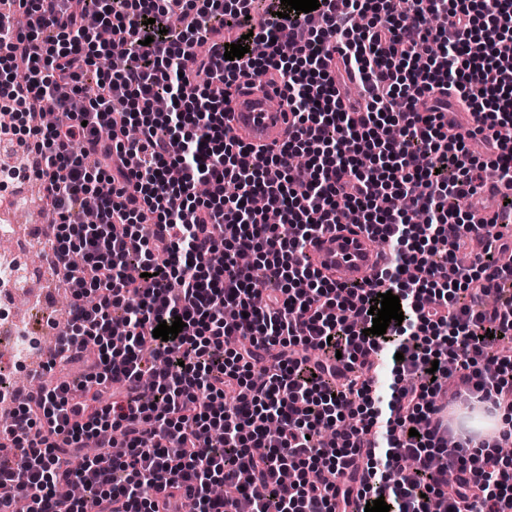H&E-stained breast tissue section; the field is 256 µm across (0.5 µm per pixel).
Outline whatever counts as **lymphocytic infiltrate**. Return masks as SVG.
Instances as JSON below:
<instances>
[{
  "instance_id": "lymphocytic-infiltrate-1",
  "label": "lymphocytic infiltrate",
  "mask_w": 512,
  "mask_h": 512,
  "mask_svg": "<svg viewBox=\"0 0 512 512\" xmlns=\"http://www.w3.org/2000/svg\"><path fill=\"white\" fill-rule=\"evenodd\" d=\"M17 2L24 25L0 13V137L54 215L70 299L50 365L84 371L43 381L0 428V512H237L218 484L252 512H512V460L433 420L451 392L512 424V227L456 259L474 230L458 203L487 176L512 215V0H319L260 19L255 0ZM116 41L124 67L98 70ZM245 72L282 86L277 148L224 125ZM352 85L363 111L343 105ZM479 136L490 162L466 146ZM351 209L392 251L339 284L308 247ZM389 291L404 320L370 334ZM71 483L82 497L59 495Z\"/></svg>"
}]
</instances>
